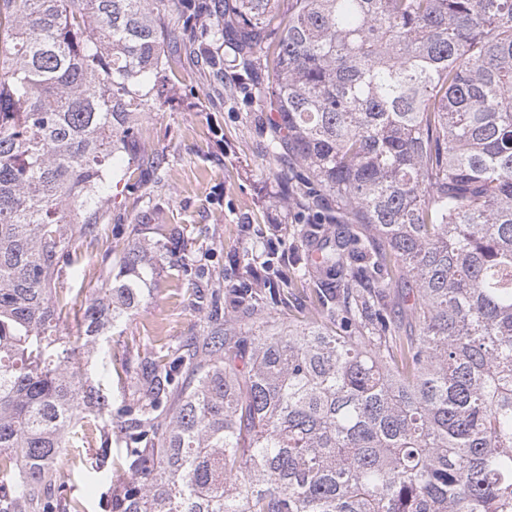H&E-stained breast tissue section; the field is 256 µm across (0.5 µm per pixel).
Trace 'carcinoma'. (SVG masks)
Wrapping results in <instances>:
<instances>
[{
    "mask_svg": "<svg viewBox=\"0 0 512 512\" xmlns=\"http://www.w3.org/2000/svg\"><path fill=\"white\" fill-rule=\"evenodd\" d=\"M178 38L259 74L319 242L296 278L324 287L304 322L211 298L203 335L122 360L115 405L88 364L159 265L192 269L184 229L129 241L82 304L53 284L111 184L139 190ZM95 430L110 512H512V0H0V512H85L57 464Z\"/></svg>",
    "mask_w": 512,
    "mask_h": 512,
    "instance_id": "obj_1",
    "label": "carcinoma"
}]
</instances>
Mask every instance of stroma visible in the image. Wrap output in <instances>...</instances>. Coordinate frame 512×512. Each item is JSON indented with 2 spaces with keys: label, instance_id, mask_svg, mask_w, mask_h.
Wrapping results in <instances>:
<instances>
[{
  "label": "stroma",
  "instance_id": "35a3bbf8",
  "mask_svg": "<svg viewBox=\"0 0 512 512\" xmlns=\"http://www.w3.org/2000/svg\"><path fill=\"white\" fill-rule=\"evenodd\" d=\"M217 84L193 60H185L177 92L180 103L159 104L142 123L141 150L157 157L144 166L141 187L112 190L94 241L76 244V274H62L58 287L97 288L128 240L152 243L168 229L185 230V243L206 275L195 287L219 292L225 316L239 315L234 291L257 285L268 254L291 274L306 248L287 206L272 191L275 162L263 152L266 115L249 107L243 93L252 76L228 67ZM154 299L125 320L112 338V371L125 351L137 345L174 344L202 333L205 312L177 268L165 266L152 282Z\"/></svg>",
  "mask_w": 512,
  "mask_h": 512
}]
</instances>
